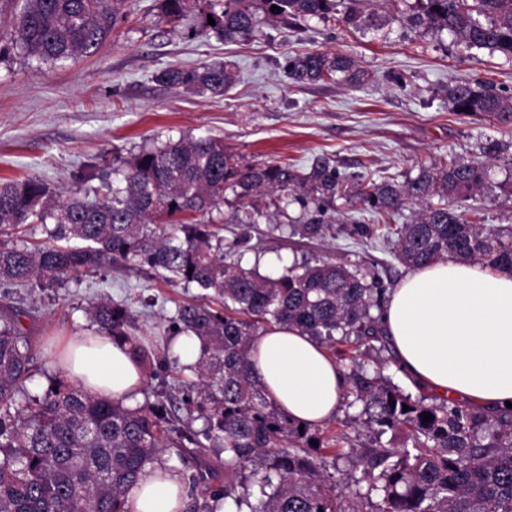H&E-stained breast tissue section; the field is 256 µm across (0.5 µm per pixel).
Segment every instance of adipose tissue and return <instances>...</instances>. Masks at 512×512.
Segmentation results:
<instances>
[{
  "label": "adipose tissue",
  "mask_w": 512,
  "mask_h": 512,
  "mask_svg": "<svg viewBox=\"0 0 512 512\" xmlns=\"http://www.w3.org/2000/svg\"><path fill=\"white\" fill-rule=\"evenodd\" d=\"M384 328L402 375L438 397L495 412L512 402V274L477 263L436 262L394 289ZM253 372L295 421L336 412L345 379L325 350L289 326L268 328L251 351ZM68 376L91 393L136 406L144 377L128 346L95 334L71 338ZM177 480L149 476L127 494L130 512H178Z\"/></svg>",
  "instance_id": "obj_1"
}]
</instances>
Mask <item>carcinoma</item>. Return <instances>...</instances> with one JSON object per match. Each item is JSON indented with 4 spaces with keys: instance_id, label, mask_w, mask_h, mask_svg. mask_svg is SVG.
Masks as SVG:
<instances>
[{
    "instance_id": "cac0c4a2",
    "label": "carcinoma",
    "mask_w": 512,
    "mask_h": 512,
    "mask_svg": "<svg viewBox=\"0 0 512 512\" xmlns=\"http://www.w3.org/2000/svg\"><path fill=\"white\" fill-rule=\"evenodd\" d=\"M123 0H4L10 30L0 33V59L16 52L45 62H66L98 53L127 19ZM164 21L178 26L192 14L187 37L213 33L232 42L263 26L292 19L352 22L361 0H156ZM280 11H271L272 6ZM213 18L215 24L208 23ZM412 22L447 31L464 53L486 49L512 60V0H418ZM296 86L319 82L361 85L366 73L345 54L313 51L288 59ZM153 79L172 88L224 96L234 71L220 64L163 68ZM455 112L470 108L498 117L512 114V99L483 83L448 85ZM488 164L441 157L402 182L366 175L353 183L328 157L310 168L287 161L242 166L209 134L142 145L124 160L100 156L77 175L99 181L98 197L57 194L36 178L0 183V287L36 286L57 292L77 274L94 276L108 266L143 267L165 282L198 290L199 303L178 307L168 333L193 336L199 356L183 370L179 409L162 396L128 407L85 390L62 372L48 377L41 396L27 383L46 374L38 349L19 329L21 311L0 310V512H130L127 492L149 472L183 486L181 512H512V409L488 415L471 404H448L412 393L365 357L389 345L382 325L384 288L367 280L359 264L327 256L293 260L276 276L258 266L225 261L240 242L226 243L223 226L204 216L232 191L237 199L275 196V229L310 242L326 239L327 211L338 200L371 209L369 223L352 225L362 240L394 241L392 256L409 270L454 259L512 273V228L488 229L461 206L487 183ZM305 196L307 216L290 218L292 202ZM418 208L395 223L407 204ZM36 225L42 240L23 229ZM216 297L222 308L205 299ZM96 332L127 344L147 379L164 363L153 340L134 334L128 303L103 298L87 309ZM288 325L342 354L347 406L372 429L374 442L355 447L347 435L326 436L300 425L275 405L255 378L250 352L256 337ZM408 410H403V406ZM432 419L423 422V413ZM202 422L195 429L192 423ZM408 442L389 448L387 433ZM346 443L358 458L356 501L327 471L324 454ZM194 448L224 451V482L199 468L188 474L169 464ZM262 497L251 501L248 487ZM205 487L206 497H198Z\"/></svg>"
}]
</instances>
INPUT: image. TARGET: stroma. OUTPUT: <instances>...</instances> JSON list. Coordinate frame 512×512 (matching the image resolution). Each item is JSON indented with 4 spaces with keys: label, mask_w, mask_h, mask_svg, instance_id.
I'll use <instances>...</instances> for the list:
<instances>
[{
    "label": "stroma",
    "mask_w": 512,
    "mask_h": 512,
    "mask_svg": "<svg viewBox=\"0 0 512 512\" xmlns=\"http://www.w3.org/2000/svg\"><path fill=\"white\" fill-rule=\"evenodd\" d=\"M416 9L415 0L384 6L370 0L350 24L274 23L260 35L227 43L215 35L186 39L182 28L161 22L155 0H125L127 21L94 56L53 63L18 55L0 62V180L33 177L55 192L88 196L91 185H77L74 176L96 156L124 157L149 139L204 134L221 137L244 165L285 158L307 167L326 155L351 179L367 169L414 177L419 164L445 155L467 163L482 159L485 143L512 145V117L453 112L446 96L448 83L456 80L491 83L512 96V62L485 50L460 53L448 33L411 25L408 17ZM313 50L350 55L367 81L293 87L289 56ZM222 63L238 80L221 97L153 79L171 64ZM239 205L233 193H225L224 236L234 241L249 235L243 263L261 273L270 272L280 254L326 253L338 263H361L364 273L382 276L390 289L406 275L383 242L356 244L345 207L331 210L334 231L326 244L296 249L268 223H234ZM472 206L486 226L512 225V168L493 162L488 185ZM194 296L135 270L109 267L97 277H75L57 294L0 288V299L25 309L20 329L43 357L91 330L90 301L131 303L141 332L153 334L168 364L162 380L143 386L145 397L158 390L174 395L180 388L183 363L166 329L179 305Z\"/></svg>",
    "instance_id": "1"
}]
</instances>
